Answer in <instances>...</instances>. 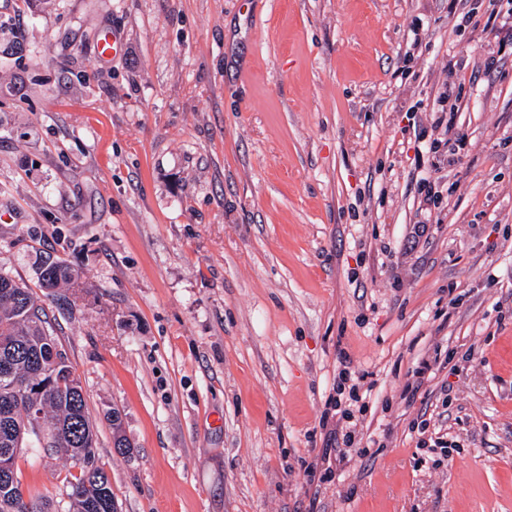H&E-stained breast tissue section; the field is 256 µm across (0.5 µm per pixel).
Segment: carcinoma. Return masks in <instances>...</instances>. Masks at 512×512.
Instances as JSON below:
<instances>
[{
	"instance_id": "obj_1",
	"label": "carcinoma",
	"mask_w": 512,
	"mask_h": 512,
	"mask_svg": "<svg viewBox=\"0 0 512 512\" xmlns=\"http://www.w3.org/2000/svg\"><path fill=\"white\" fill-rule=\"evenodd\" d=\"M40 287L58 307L70 305L58 292L61 285L76 282L73 270L60 261H47L39 273ZM63 355L54 337V325L45 306L31 289L0 274V512H54L52 500L23 487L17 475V459L23 452L42 447L39 438H28L25 420L37 407L38 425L54 442L56 452L78 473L69 474L67 512H96L104 501L117 512L110 479L96 461V434L87 415L80 379L68 364L66 375L50 383L37 364L52 355ZM116 452L125 455L131 443L122 434V418L112 412Z\"/></svg>"
}]
</instances>
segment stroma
<instances>
[{"label":"stroma","mask_w":512,"mask_h":512,"mask_svg":"<svg viewBox=\"0 0 512 512\" xmlns=\"http://www.w3.org/2000/svg\"><path fill=\"white\" fill-rule=\"evenodd\" d=\"M506 18L0 0V272L54 318L118 512H512V45L486 37ZM48 258L78 275L70 307ZM341 407L361 442L340 463ZM17 464L64 512L65 458ZM39 273L40 287L48 290L47 296L58 307L69 306L70 302L66 294L58 292L62 284L71 285L76 282L73 270L64 262L46 261Z\"/></svg>","instance_id":"stroma-1"}]
</instances>
